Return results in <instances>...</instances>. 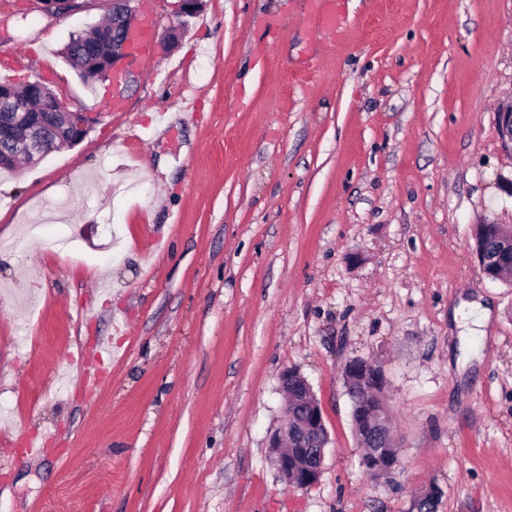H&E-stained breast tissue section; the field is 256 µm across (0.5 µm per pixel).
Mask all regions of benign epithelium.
Listing matches in <instances>:
<instances>
[{"label":"benign epithelium","mask_w":512,"mask_h":512,"mask_svg":"<svg viewBox=\"0 0 512 512\" xmlns=\"http://www.w3.org/2000/svg\"><path fill=\"white\" fill-rule=\"evenodd\" d=\"M137 0H112V27L101 31L97 42L91 44L85 59V74L92 82L107 81L118 88L128 83L129 72L125 62L134 57L136 42L144 20ZM0 104L9 112L0 125V140L6 149L0 151V162H10L25 156L31 162L40 161L54 148L53 138L67 139L69 145L79 143L97 119V114L69 108L61 97L46 98L42 110L32 114L18 105L12 85L0 84ZM503 141L512 145V104L497 114ZM362 369L353 365L347 371L355 379L356 389L363 401L353 411L354 425L359 427L357 440L364 449L361 463L372 478L389 473L399 464L393 430L381 416L380 396L383 378L373 365L361 362ZM298 374L286 370L282 385L292 390L294 400L303 406L305 415L291 430L283 424L268 438L271 461L287 485L307 489L320 480L323 472L325 448L319 445L325 431L321 405L309 384L296 381Z\"/></svg>","instance_id":"1"}]
</instances>
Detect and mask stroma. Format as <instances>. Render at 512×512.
<instances>
[{
    "label": "stroma",
    "mask_w": 512,
    "mask_h": 512,
    "mask_svg": "<svg viewBox=\"0 0 512 512\" xmlns=\"http://www.w3.org/2000/svg\"><path fill=\"white\" fill-rule=\"evenodd\" d=\"M172 2L110 95L61 56L110 0H0V81L98 115L0 170V512H415L431 487L435 512H512V285L475 240L512 226V0H339L338 35L304 0H205L184 26ZM470 298L491 315L461 334ZM356 360L397 440L377 480ZM288 368L329 437L304 490L267 446ZM362 369L357 370L352 363L347 371L354 377L356 389L363 394V401L354 407V425L359 427L356 435L364 449L361 463L365 472L372 478L386 475L399 464L395 435L386 419L381 416L380 396L383 392V378L373 365L360 362Z\"/></svg>",
    "instance_id": "obj_1"
}]
</instances>
